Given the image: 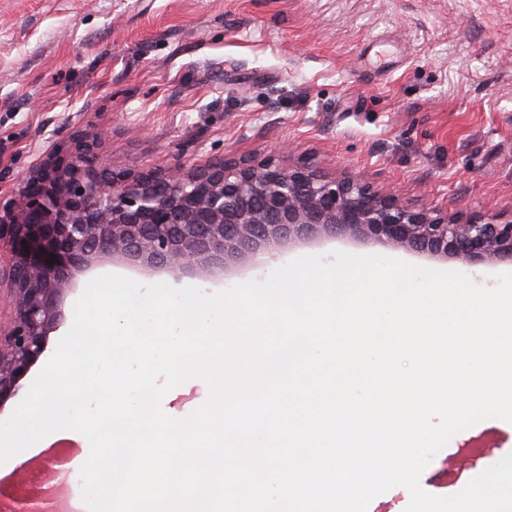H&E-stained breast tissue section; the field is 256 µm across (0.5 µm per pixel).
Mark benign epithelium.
I'll return each mask as SVG.
<instances>
[{
	"label": "benign epithelium",
	"mask_w": 512,
	"mask_h": 512,
	"mask_svg": "<svg viewBox=\"0 0 512 512\" xmlns=\"http://www.w3.org/2000/svg\"><path fill=\"white\" fill-rule=\"evenodd\" d=\"M19 196L0 202V242L11 251L0 284L13 303L0 325V409L43 357L63 294L102 263L206 279L228 255L336 236L468 264L512 262V212L460 220L416 211L361 178L307 164L218 158L136 171L101 163L84 143L52 151Z\"/></svg>",
	"instance_id": "1"
}]
</instances>
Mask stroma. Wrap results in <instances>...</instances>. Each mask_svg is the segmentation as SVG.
<instances>
[{
    "label": "stroma",
    "mask_w": 512,
    "mask_h": 512,
    "mask_svg": "<svg viewBox=\"0 0 512 512\" xmlns=\"http://www.w3.org/2000/svg\"><path fill=\"white\" fill-rule=\"evenodd\" d=\"M72 134L116 168L306 160L416 210L507 213L512 0H0V199L17 198ZM333 251L487 286L512 271L336 237L229 262L206 281L118 265L91 274L213 294ZM207 395L193 378L162 408L184 417ZM447 448L467 461L454 495L512 453V423L480 421Z\"/></svg>",
    "instance_id": "stroma-1"
}]
</instances>
